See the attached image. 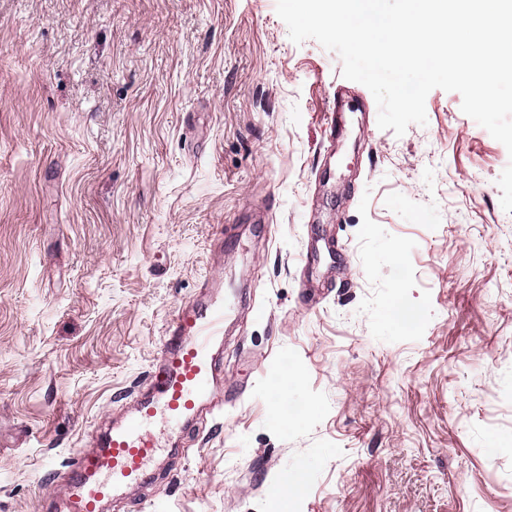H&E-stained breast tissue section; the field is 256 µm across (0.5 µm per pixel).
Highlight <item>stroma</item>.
Instances as JSON below:
<instances>
[{"label": "stroma", "mask_w": 512, "mask_h": 512, "mask_svg": "<svg viewBox=\"0 0 512 512\" xmlns=\"http://www.w3.org/2000/svg\"><path fill=\"white\" fill-rule=\"evenodd\" d=\"M461 104L380 129L276 0H0V512L216 278L231 392L142 512H512V155Z\"/></svg>", "instance_id": "stroma-1"}]
</instances>
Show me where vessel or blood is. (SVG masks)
Segmentation results:
<instances>
[{
  "mask_svg": "<svg viewBox=\"0 0 512 512\" xmlns=\"http://www.w3.org/2000/svg\"><path fill=\"white\" fill-rule=\"evenodd\" d=\"M235 305L217 282L171 315L148 386L120 421L71 457L65 496L47 498L43 512H101L104 502L155 482L153 461L162 443L186 433L214 399L224 326L234 319Z\"/></svg>",
  "mask_w": 512,
  "mask_h": 512,
  "instance_id": "obj_1",
  "label": "vessel or blood"
}]
</instances>
